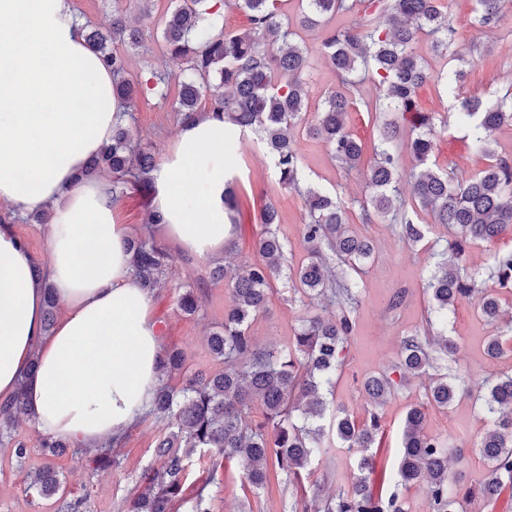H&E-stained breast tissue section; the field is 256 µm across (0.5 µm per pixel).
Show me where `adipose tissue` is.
<instances>
[{
    "mask_svg": "<svg viewBox=\"0 0 512 512\" xmlns=\"http://www.w3.org/2000/svg\"><path fill=\"white\" fill-rule=\"evenodd\" d=\"M120 119L73 0H0V203L48 214L43 260L0 225V399L24 387L37 428L84 448L130 430L161 383L163 337L112 184L77 178ZM226 157L224 123L207 115L179 128L151 173L152 211L200 258L223 254L233 236ZM49 289L66 315L48 331Z\"/></svg>",
    "mask_w": 512,
    "mask_h": 512,
    "instance_id": "adipose-tissue-1",
    "label": "adipose tissue"
}]
</instances>
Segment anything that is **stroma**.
Returning a JSON list of instances; mask_svg holds the SVG:
<instances>
[{"instance_id":"stroma-1","label":"stroma","mask_w":512,"mask_h":512,"mask_svg":"<svg viewBox=\"0 0 512 512\" xmlns=\"http://www.w3.org/2000/svg\"><path fill=\"white\" fill-rule=\"evenodd\" d=\"M447 6L456 44L472 50L474 62L460 86L442 88L429 82L418 89L417 95L425 111L448 120L447 128L437 130L435 136L438 163L454 167L457 173L467 176L484 169L487 160L472 152L468 131L459 123L457 114L463 98L484 101L512 89V0H503L500 20L490 29L475 23L472 0H447ZM167 7L166 0H157L151 7V18L144 20L146 47L130 55L128 69L132 75L143 74L149 62L178 71V64L162 57L160 50V19ZM299 40L306 45L313 66L308 106L314 113L324 95L335 88L336 75L322 60L319 30H300ZM178 127L170 108L150 97L138 101L134 124L138 139L156 144L163 152L173 144ZM294 144L301 158L305 183L336 193L350 213L351 231L369 238L375 247L362 275L356 328L348 340L344 364L336 373L331 395L333 403L343 406L361 425L371 408L362 383L368 376L391 371L398 362L402 339L421 327L431 304L425 283L447 244L449 233L446 226L434 223L432 215L424 210L419 211L417 221L423 225L425 237L414 244L402 240L395 225L387 221L360 223L356 202L368 193L364 176L345 174L323 143L303 129H295ZM231 156L230 176L236 181L240 200V223L235 236L239 259L258 260L259 215L270 202L279 212L277 231L288 249V262L293 266L301 264L307 256L302 239L303 199L280 186L272 160L255 135L248 134L234 141ZM153 231L156 238L164 239L173 258L171 285L154 297L152 308L164 344L182 351L187 372L219 371V364L210 355L207 337L223 324L231 293L223 283L209 281L210 261L189 255L177 243L165 240L162 226H154ZM194 284L201 287V313L189 317L180 312L177 299L180 287ZM397 295L402 301L395 306L391 300ZM480 307L481 298L476 294L455 303L448 312L447 334L457 342L458 353L438 360L425 375L410 379L380 407L382 429L371 450L375 477L395 472L397 447L410 407L424 406V431L431 437L456 441L464 436L476 442L486 431L488 420L479 397L485 392L487 378L512 373V338L504 343V358L489 359L483 345L489 336L498 333L499 327L482 317ZM307 313L290 284L274 282L268 311L253 320L250 333L258 345L286 348L301 317ZM440 374L463 376L469 387L467 394L445 409L428 405L425 396L431 377ZM15 433L18 439L27 442L31 453L20 466L9 449L0 447V512H55L53 500L32 499L25 490L28 475L38 471L45 462L38 448L34 423L28 417H20ZM160 435L159 423L149 417L142 418L119 450L122 466L117 470L95 471L86 460L69 455L54 458L53 464L68 490L86 493L88 512H125L126 501L135 491L140 473L156 463L154 448ZM240 475L239 462H228L222 483L211 488L212 512H284L283 504L289 498L308 499L317 490L331 496L349 487L356 468L345 449L335 447L327 457L312 462L303 471L300 485L287 487L274 479L259 495L251 497L245 496Z\"/></svg>"}]
</instances>
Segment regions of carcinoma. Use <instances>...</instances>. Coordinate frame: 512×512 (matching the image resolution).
Instances as JSON below:
<instances>
[{
	"instance_id": "obj_1",
	"label": "carcinoma",
	"mask_w": 512,
	"mask_h": 512,
	"mask_svg": "<svg viewBox=\"0 0 512 512\" xmlns=\"http://www.w3.org/2000/svg\"><path fill=\"white\" fill-rule=\"evenodd\" d=\"M152 0H112V23L102 31L86 23L81 26L86 41L101 55L112 71V93L131 116L138 98L151 94L158 103L170 105L178 122L184 124L207 113L224 121V141L235 130H253L274 160L279 184L300 195L305 203L303 241L308 261L288 272L287 248L274 229L277 209L269 205L260 214L262 232L257 241L260 260L240 265L229 261L209 272L213 282L231 287L232 305L224 309V325L209 336L211 353L224 362L217 374L198 372L177 388L170 381L183 373L184 357L179 350H166L160 365L161 385L148 414L164 424L165 433L155 445L159 465L144 471L139 490L128 503L127 512H172L184 492L192 458L209 454L210 481L217 466L236 459L242 466L241 486L254 494L266 488L271 475H282L292 483L316 459L329 452L337 438L357 459L359 476L347 490L331 498L316 494L308 502L288 504L290 512H406L399 491L383 497L374 493L370 481L372 455L381 424L377 412L363 427L356 426L344 409L332 412L329 427L320 424L328 407L324 391L334 387L336 368L344 361L345 342L354 330V310L361 293L363 266L374 246L366 238L348 232L347 211L338 197L313 185H303L300 157L294 146L293 130L308 111L307 87L311 62L306 49L294 40L288 28L284 0H169L162 18L161 46L167 57L179 60L182 73L175 75L162 66H151L145 75L128 77L124 51L142 47V30L127 18L126 3L150 18ZM479 23L494 24L501 0H474ZM299 18L302 27L325 26L322 58L336 72L339 88L327 92L322 109L307 126V133L325 143L339 166L347 172L364 166V145L348 129L346 117L354 105L351 88L369 80L378 90L376 99L365 103L369 112H392L408 122L415 136L400 137L395 120L382 123L373 145V164L367 170L370 193L359 202L360 219L372 224L387 218L400 225V236L409 243L424 238L414 221L417 209L431 212L435 223L453 232L446 250L451 258L438 264L427 291L433 302L424 335L402 340L398 378L387 373L364 380L363 388L374 407H379L411 376L426 372L434 356H452L456 342L445 333L448 309L458 300L479 293L481 314L490 321L502 315L499 298L483 287L479 273L463 264L465 247L489 241L512 226V160L490 149L492 137L512 125V93L496 99L466 100L460 117L466 121L473 150L488 159L487 166L469 178L454 168L433 160L436 116L419 108L417 89L434 79L445 87L458 84L463 70L450 67L432 76L414 52L420 36L431 37L434 48L452 59L465 62L462 53L450 50L453 32L445 0H378L376 9L356 28L338 27L336 17L355 14L364 0H305ZM235 6L246 13L248 26L242 30L213 31L205 24L218 10ZM207 108H201V105ZM414 165L400 169L402 153ZM157 163L152 145L133 140L129 125L120 122L112 138L89 160L82 176L112 179V199L120 200L127 186L148 195L151 172ZM407 178L412 197L400 189ZM224 212L229 223L239 212V200L231 184L224 188ZM47 223V215L23 217L12 210L0 213V224ZM135 276L141 288L153 295L169 284L171 255L154 237L127 240ZM291 274L293 290L301 302L322 303L334 308L328 318L319 315L301 320L286 349L258 346L250 334L252 319L267 310L272 283ZM488 279L502 288L512 287V251L495 255ZM187 316L199 313L196 289L187 286L178 298ZM464 392L463 380L441 376L426 393L427 402L447 408ZM24 386L7 401L0 402V446L12 449L18 462L28 455L24 442L15 439L16 418L26 413ZM263 420L251 421L255 404ZM483 411L490 428L475 444L485 464L483 481L466 488L451 478L448 459L461 456V446L434 439L424 433L425 412L410 408L405 416L400 460L395 486L425 485L428 512H465L464 504L479 497L494 504L505 488L512 487V374L490 381L482 396ZM39 445L48 457L70 447L66 440L39 435ZM111 440L89 457L94 468L119 465ZM207 485L197 488L189 499L188 512H211ZM58 471L44 465L28 484V492L41 497L58 496V512H86L85 497L61 492Z\"/></svg>"
}]
</instances>
